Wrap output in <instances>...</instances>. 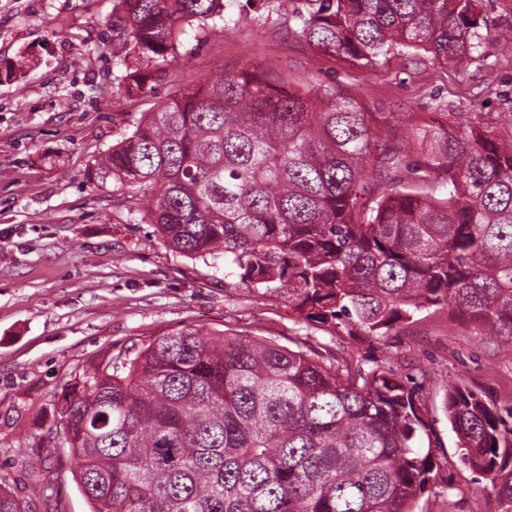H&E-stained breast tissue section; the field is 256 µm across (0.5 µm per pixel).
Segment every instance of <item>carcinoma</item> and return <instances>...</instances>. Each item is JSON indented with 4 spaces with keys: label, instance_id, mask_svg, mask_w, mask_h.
Returning a JSON list of instances; mask_svg holds the SVG:
<instances>
[{
    "label": "carcinoma",
    "instance_id": "obj_1",
    "mask_svg": "<svg viewBox=\"0 0 512 512\" xmlns=\"http://www.w3.org/2000/svg\"><path fill=\"white\" fill-rule=\"evenodd\" d=\"M131 94L167 77L186 28H228L224 0H121ZM316 50L372 68L393 49L467 67L484 0H248ZM395 126L323 84L258 64L143 112L87 180L112 185L177 252L222 254L293 310L384 336L433 307L512 344V115ZM460 462L512 512V427L452 381ZM90 512H414L433 486L415 388L249 336L170 331L122 349L58 400Z\"/></svg>",
    "mask_w": 512,
    "mask_h": 512
}]
</instances>
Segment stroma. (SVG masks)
<instances>
[{"label":"stroma","mask_w":512,"mask_h":512,"mask_svg":"<svg viewBox=\"0 0 512 512\" xmlns=\"http://www.w3.org/2000/svg\"><path fill=\"white\" fill-rule=\"evenodd\" d=\"M238 25L190 28L168 76L128 97L113 52L119 0H0V487L26 512H89L71 473L57 400L72 376L132 344L184 327L252 336L287 348L309 341L327 362L381 365L422 379L438 464L415 512H497L459 460L444 408L454 381L512 411V346L477 335L439 308L385 336H339L293 311L280 284L246 288L223 256L190 258L140 224L86 170L141 113L178 86L258 62L302 86L333 85L368 112H414L461 123L512 113V53L493 36L512 27V0H484L489 33L468 70L394 51L375 69L315 50L296 24L228 0ZM29 61L23 72L13 63Z\"/></svg>","instance_id":"obj_1"}]
</instances>
